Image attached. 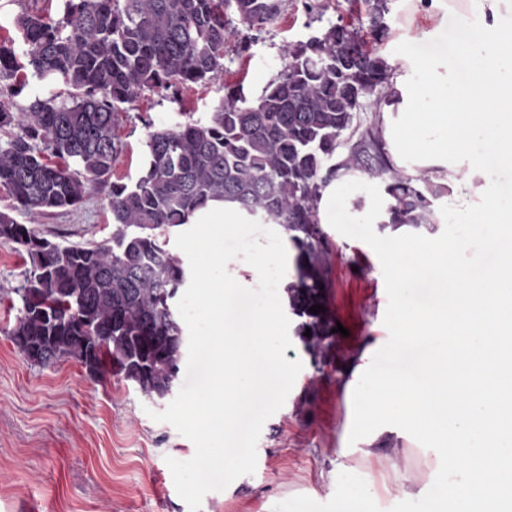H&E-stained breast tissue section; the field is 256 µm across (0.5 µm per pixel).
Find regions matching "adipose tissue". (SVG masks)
<instances>
[{
    "label": "adipose tissue",
    "mask_w": 512,
    "mask_h": 512,
    "mask_svg": "<svg viewBox=\"0 0 512 512\" xmlns=\"http://www.w3.org/2000/svg\"><path fill=\"white\" fill-rule=\"evenodd\" d=\"M419 2L399 0L397 41L424 25L440 28L451 13L479 15L482 33L463 45L470 59L464 74L446 56L389 58L382 136L398 166L429 171L448 186L449 205L469 215L471 233L440 246L402 228L391 232L384 260L395 291L432 266L445 278L448 301L426 308L396 302L391 326L403 355L422 354L423 381L380 371L366 347L344 383L343 433L356 435L367 457L393 433L429 454L420 477L389 464L404 500L439 486L428 512H512V207L500 204L483 157L468 144L472 133L482 134L488 154L512 174V27L505 23L512 0ZM479 240L498 262L475 280ZM407 254L412 262H404Z\"/></svg>",
    "instance_id": "obj_1"
}]
</instances>
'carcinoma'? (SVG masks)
Listing matches in <instances>:
<instances>
[{
  "label": "carcinoma",
  "instance_id": "obj_1",
  "mask_svg": "<svg viewBox=\"0 0 512 512\" xmlns=\"http://www.w3.org/2000/svg\"><path fill=\"white\" fill-rule=\"evenodd\" d=\"M43 2L14 20L24 59L0 44V186L11 209L34 214L75 208L106 188L112 235L66 245L0 211V244L29 264L6 335L30 363L71 359L93 379L112 370L145 397L166 398L183 354L174 300L186 283L168 235L211 200L234 202L288 235L296 249L288 308L316 358L335 346L318 214L326 185L370 180L382 194L380 229L435 231V202L447 187L397 167L380 116H361L388 82V63L369 42L389 35L392 0H364V30L339 21L285 45V65L252 99L232 89L204 120L145 123L132 183L112 180L126 106L146 92L176 100L215 80L236 25L276 24L284 0ZM316 304L324 311H309Z\"/></svg>",
  "mask_w": 512,
  "mask_h": 512
}]
</instances>
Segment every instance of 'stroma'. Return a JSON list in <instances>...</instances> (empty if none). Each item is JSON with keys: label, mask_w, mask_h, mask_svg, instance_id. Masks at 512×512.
Listing matches in <instances>:
<instances>
[{"label": "stroma", "mask_w": 512, "mask_h": 512, "mask_svg": "<svg viewBox=\"0 0 512 512\" xmlns=\"http://www.w3.org/2000/svg\"><path fill=\"white\" fill-rule=\"evenodd\" d=\"M321 18L312 20L303 0H288L280 21L252 36L249 57L229 63L223 75L183 91L179 100L145 93L120 116L116 128L121 152L114 177L135 181L142 162L146 121L173 124L182 113L206 117L238 83L246 97L261 93L282 66L285 44L306 38L338 17L363 7V0H325ZM481 20L449 15L431 37L400 44L387 39L375 49L382 57L399 53L457 56L465 37H476ZM18 223L45 237L73 245L99 242L112 234L106 194L97 191L73 210L42 216L18 212ZM329 255L330 307L345 328L337 336L330 365L316 364L300 340L285 351L303 368L284 405L264 424L257 443L254 474L225 490L204 496L201 512H334L337 495L365 493L385 473V459L399 456L412 474L429 460L406 440L388 436L375 457L353 454L345 471L336 469L337 439L347 418L343 395L352 356L393 315V270L382 259L390 247L385 231L359 215L325 225ZM26 263L0 245V512H189L178 495L167 458L189 460L195 448L152 412L165 401L145 397L118 376L88 377L67 360L42 368L27 362L7 339L20 306L15 294Z\"/></svg>", "instance_id": "stroma-1"}]
</instances>
